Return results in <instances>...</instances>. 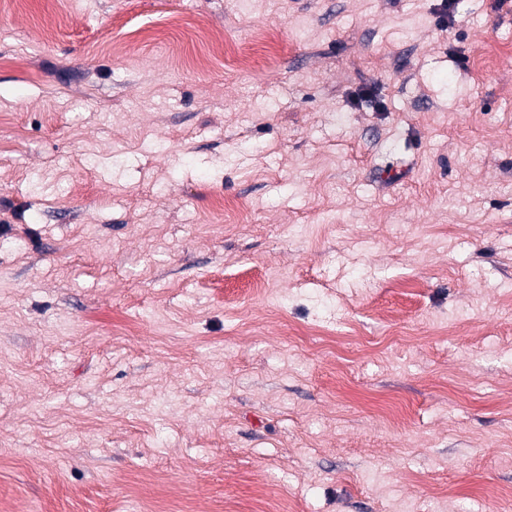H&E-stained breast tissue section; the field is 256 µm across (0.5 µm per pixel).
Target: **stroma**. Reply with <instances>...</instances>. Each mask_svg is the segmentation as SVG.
I'll use <instances>...</instances> for the list:
<instances>
[{
    "label": "stroma",
    "mask_w": 512,
    "mask_h": 512,
    "mask_svg": "<svg viewBox=\"0 0 512 512\" xmlns=\"http://www.w3.org/2000/svg\"><path fill=\"white\" fill-rule=\"evenodd\" d=\"M1 224L0 512H512V0H0Z\"/></svg>",
    "instance_id": "stroma-1"
}]
</instances>
